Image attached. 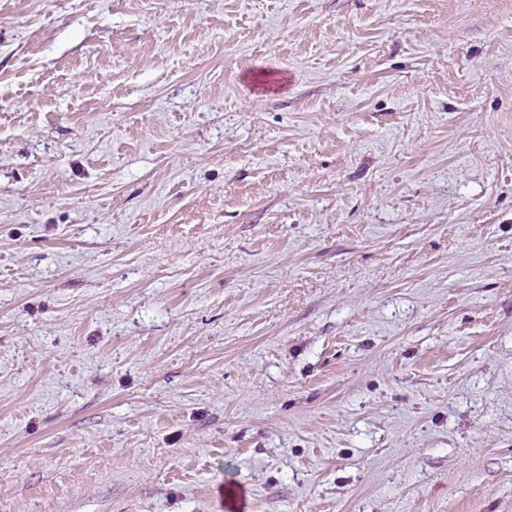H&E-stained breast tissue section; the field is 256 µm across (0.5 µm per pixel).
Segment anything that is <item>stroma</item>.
<instances>
[{
  "label": "stroma",
  "mask_w": 512,
  "mask_h": 512,
  "mask_svg": "<svg viewBox=\"0 0 512 512\" xmlns=\"http://www.w3.org/2000/svg\"><path fill=\"white\" fill-rule=\"evenodd\" d=\"M0 512H512V0H0Z\"/></svg>",
  "instance_id": "1"
}]
</instances>
